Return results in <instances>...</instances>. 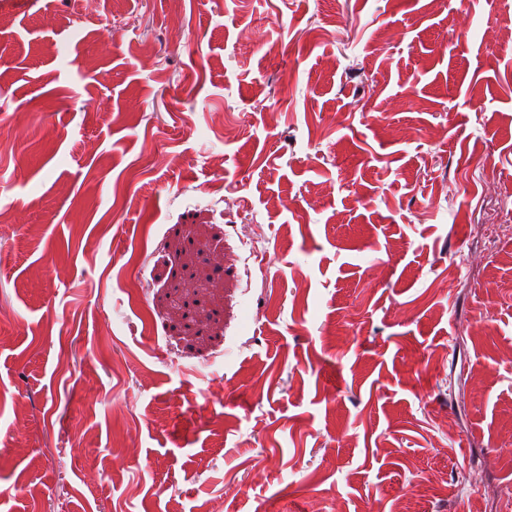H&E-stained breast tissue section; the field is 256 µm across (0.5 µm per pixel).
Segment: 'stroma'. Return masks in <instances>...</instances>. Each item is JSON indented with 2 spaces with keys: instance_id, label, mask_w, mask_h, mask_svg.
<instances>
[{
  "instance_id": "obj_1",
  "label": "stroma",
  "mask_w": 512,
  "mask_h": 512,
  "mask_svg": "<svg viewBox=\"0 0 512 512\" xmlns=\"http://www.w3.org/2000/svg\"><path fill=\"white\" fill-rule=\"evenodd\" d=\"M74 2L0 0V512H512V0Z\"/></svg>"
}]
</instances>
